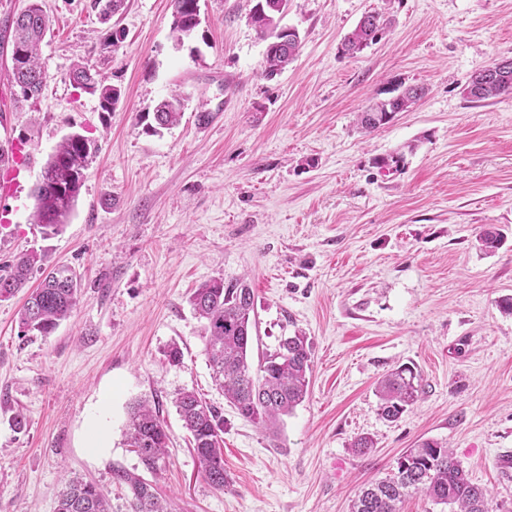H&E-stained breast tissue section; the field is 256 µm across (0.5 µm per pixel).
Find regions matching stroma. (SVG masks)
Returning <instances> with one entry per match:
<instances>
[{
  "instance_id": "1",
  "label": "stroma",
  "mask_w": 512,
  "mask_h": 512,
  "mask_svg": "<svg viewBox=\"0 0 512 512\" xmlns=\"http://www.w3.org/2000/svg\"><path fill=\"white\" fill-rule=\"evenodd\" d=\"M49 31L39 99L16 103L11 46L0 34V266L30 250L68 265L81 294L50 335L21 334L26 292L0 300V512H55L65 476L98 485L128 512L114 470L155 486L168 512H349L358 488L391 475L406 449L447 446L470 480L512 512V95L474 103L471 75L512 58V0H289L301 49L274 79L248 20L253 0H200L201 25L176 44L170 0H126L124 38L92 0H41ZM394 23L355 55L342 50L363 15ZM121 90L113 111L72 85L76 64ZM426 95L378 130L356 115L392 90ZM176 127L139 122L173 92ZM213 113L207 126L197 115ZM94 140L74 211L58 234L31 223L33 190L69 133ZM402 154L399 168L379 159ZM506 236L477 247L487 225ZM246 277L256 326L251 365L281 338L312 343L307 398L268 433L216 389L203 324L189 297L213 277ZM183 351L170 365V344ZM414 367L423 394L396 422L378 413L377 381ZM196 392L224 416L228 483H206L176 411ZM158 404L170 434L159 471L124 440L136 401ZM26 420L15 429V413ZM107 444L89 454L96 427ZM375 445L358 453L355 439Z\"/></svg>"
}]
</instances>
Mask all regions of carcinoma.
<instances>
[{
  "instance_id": "cac0c4a2",
  "label": "carcinoma",
  "mask_w": 512,
  "mask_h": 512,
  "mask_svg": "<svg viewBox=\"0 0 512 512\" xmlns=\"http://www.w3.org/2000/svg\"><path fill=\"white\" fill-rule=\"evenodd\" d=\"M200 0H171L172 34L181 44L194 35L200 25ZM102 23L108 24L125 7V0H93ZM288 9V0H255L250 21L265 45L272 46L276 67L263 68L262 74L272 78L285 70L298 54L299 32L288 34L283 44L278 30L272 28L268 13L279 15ZM390 26V19L379 13L365 15L347 36L344 51L350 55L379 41ZM11 35V68L9 80L16 98L27 101L39 96L46 76L39 63L40 45L47 33V19L38 3L31 0L27 8L7 20ZM70 82L80 83L99 99L100 108L110 112L120 99V90L105 83L101 74L86 65H78L69 75ZM468 85L478 89L466 97L485 102L512 94V59L502 61L495 70L483 68L475 72ZM425 95L423 87H409L400 94L378 101L370 111L358 113V124L371 132L392 121ZM181 95L160 102L153 113L139 117L143 130L157 135L176 126L182 117ZM97 151L87 136H66L47 160L42 179L34 188L36 201L33 223L55 234L70 217L78 199L84 172ZM503 234L490 225L477 235L479 247L497 248ZM45 256L31 251L4 266L0 274V299H9L28 282L36 269L42 268ZM81 282L69 266L50 269L35 288L19 313L21 333H52L70 316L78 302ZM190 304L203 321L206 355L216 384L238 414L266 429L274 428L280 417L306 398L310 385L312 348L307 337L296 334L281 340L278 348L266 355L257 368L248 360L252 328L256 326L254 295L243 278L213 277L194 289ZM379 413L387 421L398 420L412 407L422 393V378L409 367H399L385 375L378 384ZM184 427L193 438V451L201 465L205 481L222 488L224 474V417L214 405L193 391H182L175 399ZM169 435L159 412L145 402L131 408L126 429L127 446L134 449L144 469L153 472L164 458ZM117 482L129 492L131 512H165L154 486L144 478L124 470L114 473ZM422 494L448 512H490L486 489L472 483L460 461L446 446L425 441L409 448L397 462L396 472L361 487L352 500L350 512H400L409 497ZM55 512H112L110 501L92 483L70 479L60 495Z\"/></svg>"
}]
</instances>
